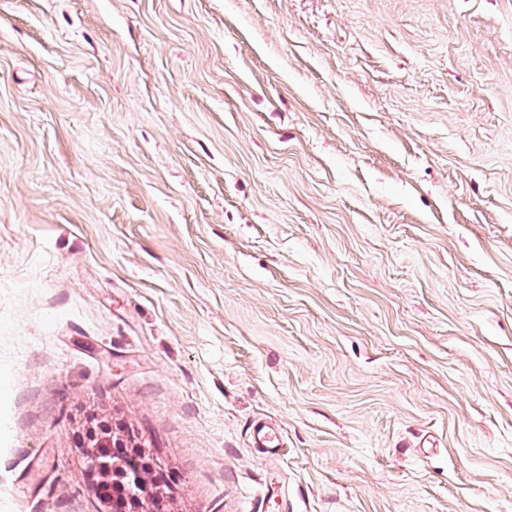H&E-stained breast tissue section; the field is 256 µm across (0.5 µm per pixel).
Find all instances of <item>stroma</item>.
Masks as SVG:
<instances>
[{
    "mask_svg": "<svg viewBox=\"0 0 512 512\" xmlns=\"http://www.w3.org/2000/svg\"><path fill=\"white\" fill-rule=\"evenodd\" d=\"M100 421L167 512H512V0H0V512ZM251 427L256 448H263L266 452L273 454L276 448L282 446L275 431L268 423L256 421Z\"/></svg>",
    "mask_w": 512,
    "mask_h": 512,
    "instance_id": "35a3bbf8",
    "label": "stroma"
}]
</instances>
